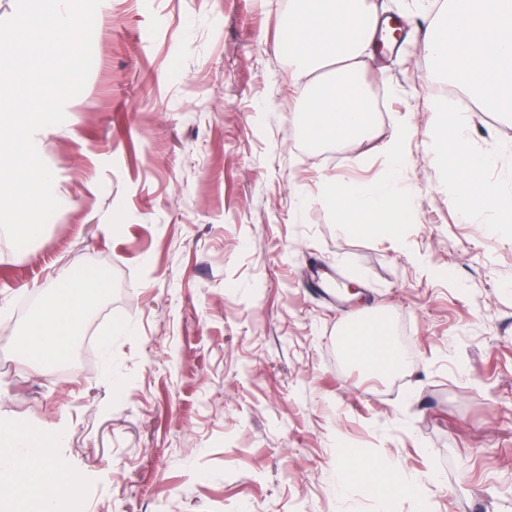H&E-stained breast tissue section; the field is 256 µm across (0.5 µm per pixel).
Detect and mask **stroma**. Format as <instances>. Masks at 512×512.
<instances>
[{"label": "stroma", "mask_w": 512, "mask_h": 512, "mask_svg": "<svg viewBox=\"0 0 512 512\" xmlns=\"http://www.w3.org/2000/svg\"><path fill=\"white\" fill-rule=\"evenodd\" d=\"M403 20L362 75L369 136L312 145L297 122L288 0H102L92 65L39 155L60 203L23 249L0 236V434L62 433L74 485L56 512H512V231L462 221L433 160L443 82ZM476 149L512 145V116L466 107ZM412 113L405 205L363 234L316 207L323 176L373 182ZM102 271L96 333L49 366L19 342L62 274ZM376 314L404 383L352 365L349 315ZM363 457L416 477L389 495ZM375 467L376 464L373 462L364 459H358L341 462L338 465V470L342 482L350 484L361 481L364 476Z\"/></svg>", "instance_id": "1"}]
</instances>
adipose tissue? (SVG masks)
I'll return each instance as SVG.
<instances>
[{
  "label": "adipose tissue",
  "instance_id": "adipose-tissue-1",
  "mask_svg": "<svg viewBox=\"0 0 512 512\" xmlns=\"http://www.w3.org/2000/svg\"><path fill=\"white\" fill-rule=\"evenodd\" d=\"M296 2L285 34L294 86L303 101L301 133L314 145L361 139L371 129L373 112L361 72L373 57L379 16L370 0ZM425 51L450 84L479 91L493 105L512 111V0H443ZM330 60L337 64L334 76L316 78V71ZM432 112L437 160L448 176L450 204L471 223L488 213L512 217V183L497 175L498 154L473 149L469 113L444 98L433 102ZM413 135L410 116L399 118L382 146L388 160L384 174L369 185L325 177L315 204L333 211L345 228L362 233L380 224L395 228L412 222L403 200L407 146ZM102 293L97 280L58 278L28 324L21 350L45 364L65 356ZM342 350L374 374L405 364L399 348L368 321L344 336ZM60 440V434L35 430L11 436L8 448L0 450V501H16L34 485L41 490L40 512H54L57 490L72 482L70 471L45 453Z\"/></svg>",
  "mask_w": 512,
  "mask_h": 512
}]
</instances>
